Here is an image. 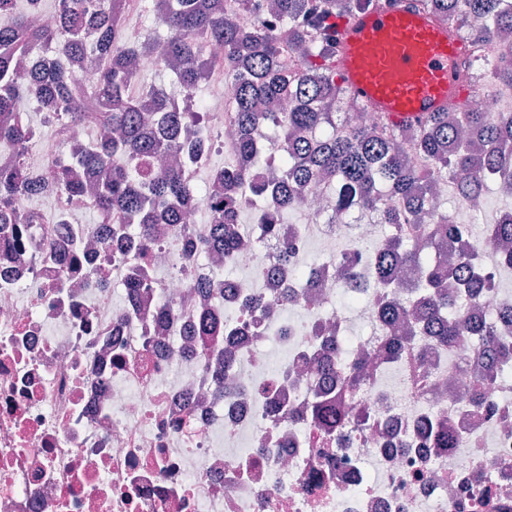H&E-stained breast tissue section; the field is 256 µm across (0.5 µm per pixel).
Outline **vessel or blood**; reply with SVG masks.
Returning <instances> with one entry per match:
<instances>
[{"label":"vessel or blood","mask_w":512,"mask_h":512,"mask_svg":"<svg viewBox=\"0 0 512 512\" xmlns=\"http://www.w3.org/2000/svg\"><path fill=\"white\" fill-rule=\"evenodd\" d=\"M332 67L353 102L380 116L412 121L470 102L461 71L465 42L417 0L349 14L332 30Z\"/></svg>","instance_id":"1"}]
</instances>
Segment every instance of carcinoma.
I'll return each mask as SVG.
<instances>
[{"instance_id": "carcinoma-1", "label": "carcinoma", "mask_w": 512, "mask_h": 512, "mask_svg": "<svg viewBox=\"0 0 512 512\" xmlns=\"http://www.w3.org/2000/svg\"><path fill=\"white\" fill-rule=\"evenodd\" d=\"M61 21L35 26L25 12H17V0H0V15H15L14 28H0V141L9 142L23 155L36 128L30 124L21 103L32 100L48 113L60 135H66L86 118L74 105L78 96L89 94L99 105L100 121L121 131L117 139L100 138L74 159L48 163L44 175H29L20 168L0 170V224L11 223L13 205L23 196L45 192L68 201L96 186L92 208L99 215H121L129 224H179L189 201L207 192L189 182L180 168L159 178L151 163L166 153H182L197 161L201 141L177 142L154 134L165 127L176 135L179 126L191 129L199 121L196 112L182 118L170 111L164 91L157 90L152 121L140 112L130 93L121 62L122 53L140 47L127 39L120 20L118 0H64ZM226 0H154V10L169 35L163 56L181 63L174 78L196 94L205 74L214 64L201 44L221 46L235 67L237 94L232 120L245 131L241 137L238 166L212 174L224 184V199L215 205L219 222L212 232L213 244L224 256H232L238 243L224 236V225L233 223L238 207L233 192L260 161L255 140L248 134L261 123L278 133L286 145L281 158L282 175L273 185L253 188L254 195L274 196L273 213L262 212L258 224L264 230L291 212L302 189L311 181L327 178L339 204L361 214H374L377 223L391 226L390 235L376 249L375 276L385 296L395 288L418 293L410 314L409 335L429 333L439 344L455 346L472 336L480 337L482 370L475 378L470 402L483 409L480 398L496 379L497 363L512 361V341L493 327L477 322L484 290L490 287L478 252L469 245L470 228L450 221L440 213L424 231L430 252L421 253L410 243L419 233L411 218L429 209L431 191L440 178L451 177L456 192L465 198H481L488 183L512 184V112L492 117L472 109L459 116L454 111L436 112L413 124L393 125L381 118L377 127L338 122L331 110L338 102L347 111L363 110L336 83L331 67L335 43L329 32L355 9H367L380 0H275L274 9L284 19L285 34L278 36L263 26L241 29L224 19ZM421 5L444 19H455L464 30L463 39L476 47L496 32L512 30V0H420ZM300 44L307 52V74L294 77L283 61V45ZM46 49L64 64L46 69L42 76L19 74L18 60ZM94 66L96 84L85 90L81 69ZM466 78L492 80L500 72L487 71L472 58L463 65ZM407 142L424 160L413 168L401 149ZM399 208L385 209L387 197ZM487 238L512 243V211H505L486 225ZM461 244L453 265L446 269L438 256L448 239ZM366 380L365 366L354 362L336 381V389L322 392L306 414L313 423L332 434L348 424L337 403L343 391ZM421 440L430 448H455L450 423L427 419Z\"/></svg>"}]
</instances>
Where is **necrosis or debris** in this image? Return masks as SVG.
I'll return each instance as SVG.
<instances>
[{
    "instance_id": "4bbe7bcc",
    "label": "necrosis or debris",
    "mask_w": 512,
    "mask_h": 512,
    "mask_svg": "<svg viewBox=\"0 0 512 512\" xmlns=\"http://www.w3.org/2000/svg\"><path fill=\"white\" fill-rule=\"evenodd\" d=\"M196 134L206 151L190 177L215 153L237 162L229 108L203 112ZM212 204L188 205L190 240L175 224L146 235L125 224L111 240L108 224L78 223L87 201L63 221L41 195L0 225V512H512V369L486 391L485 414L468 399L469 346L417 338L416 363L384 360V343L404 335L379 319L373 249L385 227L335 220L317 181L273 241L245 222L261 208L246 200L224 227L243 247L218 267L199 221ZM17 224L27 240L15 247ZM312 253L316 276L296 280ZM350 258L368 285L364 338L336 309ZM218 313L237 335L193 332ZM328 340L370 371L341 396L369 423L341 439L301 415L325 384L316 366ZM228 349L234 365L215 378ZM434 416L450 419L457 447L423 445Z\"/></svg>"
}]
</instances>
